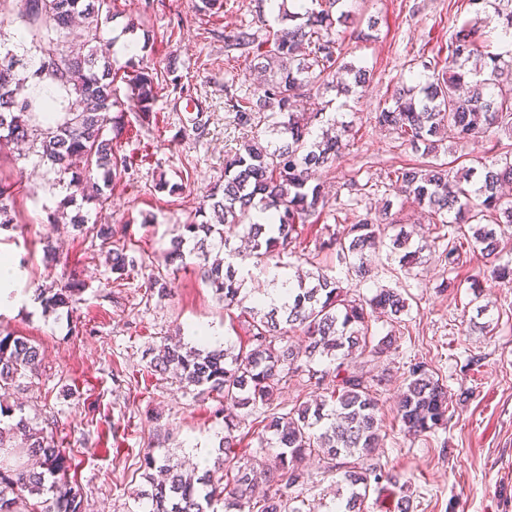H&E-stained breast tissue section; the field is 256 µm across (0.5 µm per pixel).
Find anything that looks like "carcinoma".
<instances>
[{
	"instance_id": "carcinoma-1",
	"label": "carcinoma",
	"mask_w": 512,
	"mask_h": 512,
	"mask_svg": "<svg viewBox=\"0 0 512 512\" xmlns=\"http://www.w3.org/2000/svg\"><path fill=\"white\" fill-rule=\"evenodd\" d=\"M18 17L30 38V72L16 69L17 55L0 48V148L30 143L39 162L50 167L69 194L50 222L69 219L85 230V218L67 216L65 209L81 198L99 204L109 199L112 182L125 168L112 153V132L124 128L122 112L129 108L149 117L158 99V85L144 71L128 77L125 98L115 85L123 69L106 36L114 19L112 0H20ZM257 0L258 22L265 35L241 26L224 34V52L238 53L250 71L270 72L271 79L248 94L227 97V111L250 132L224 160V184L206 195L199 212L212 217L182 225L171 240L166 262L183 266L201 255L204 281L224 308L236 307L247 324L243 346L231 341L212 348H186L166 342L151 348L149 368L172 373L182 387L215 394L224 415L221 472L199 476L182 471L169 455L143 454L141 466L152 490L140 497L150 501L148 512H315L297 496L311 478L308 463L318 462L336 474V498L343 512H363L373 485L386 479L374 462L385 423L378 398L382 374L364 371L362 358L380 360L397 347L392 332L372 330L384 314L397 324L409 311L407 298L396 289L379 288L369 297L353 296L329 269L306 256L315 271L297 275L286 300L277 305L258 299L247 306L242 294L241 262L255 267L287 268L297 226L319 215L327 204L320 176L333 168L349 146L350 125L334 115L307 112L300 102L330 91L356 96L369 86L372 71L346 61L336 27L350 20L343 0H311L303 12L282 7L268 24L264 3ZM494 10L502 35L512 36V0H469ZM84 27L82 54L70 50V28L76 19ZM485 20L481 14L465 21L451 35L448 54L456 70L438 62L423 65L418 84L403 86L392 104L376 113L379 126L401 144L424 156H434L439 142L450 138L459 157L468 155L478 138L496 128L512 130V41L501 53H483L477 39ZM270 133L267 145L259 132ZM462 172L448 163L414 164L389 172L390 187L412 198L439 223L448 225L444 262L454 270L461 257L478 252L490 264L489 276L512 283V265L498 264L500 237L512 228V155L493 151ZM12 184L0 179V227L18 223ZM390 203L355 224L332 231L317 252L336 255L339 264L360 279L371 277L386 230L395 225ZM267 216L261 224L253 214ZM243 234L248 252L231 245ZM428 243L413 244L408 232L391 239L390 251L408 271L421 263ZM112 270L124 275L139 265L125 245L112 247ZM85 289L72 276L58 286L35 288L45 312L69 307ZM299 343H294V339ZM44 351L28 338L0 330V390L20 386L38 373ZM307 377L320 389V399L297 401L284 412L274 403L291 377ZM448 390L422 364L409 370L400 394L396 419L413 435L430 433L448 421ZM257 430L259 448L268 462L262 469L240 452V423ZM20 435L19 445L12 443ZM72 456L55 442L53 431L35 429L24 415L0 427V512H83L87 493L70 477ZM158 471L157 481L151 471Z\"/></svg>"
}]
</instances>
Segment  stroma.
<instances>
[{
	"instance_id": "obj_1",
	"label": "stroma",
	"mask_w": 512,
	"mask_h": 512,
	"mask_svg": "<svg viewBox=\"0 0 512 512\" xmlns=\"http://www.w3.org/2000/svg\"><path fill=\"white\" fill-rule=\"evenodd\" d=\"M113 6L108 36L146 45L144 60L160 91L150 122L137 112L124 113L123 134L112 149L128 169L113 183L106 205L85 202L81 208L89 225H111L117 239L166 275L170 293L149 294L138 270L116 280L100 239L49 223L47 213L66 197V188L36 156L1 149L0 176L14 184L20 222L0 228V255L10 257L22 277L19 300L0 307V328L45 351V369L32 387L1 400L22 404L33 427L55 422L58 437L76 456V477L88 493L86 512H142L134 498L149 487L138 469L148 449L163 444L175 459L191 463L202 456L208 468L218 465L224 421L214 416L217 399L182 388L171 375L149 372L146 351L166 338L194 343L201 327L223 339H247L236 311L225 310L202 281L196 259L174 268L164 254L182 225L198 220L202 197L224 180V155L241 135L224 107L226 93L254 86L244 62L225 56L224 34L257 18L253 0H226L214 14L196 11L190 0H114ZM345 8L358 22L357 29L338 32L345 57L372 68L374 77L362 97L340 110L353 125L350 146L324 174L328 202L317 223L304 225L295 251L314 252L328 227L356 223L388 200L401 223L421 224L435 246L408 271L385 255L374 279L363 283L335 256L318 253L321 265L361 294L384 285L401 289L410 304L396 327V352L369 365L390 375L380 395L386 419L380 464L409 478L415 512H512V283L485 285L493 333L464 332L460 315L470 300L469 283L485 261L471 254L449 270L441 259L448 241L427 212L388 189V171L419 156L375 120L397 86L415 84L422 61L447 58L451 34L473 8L452 0H346ZM131 21L141 28L125 33ZM146 30L148 43L142 38ZM182 85L190 95L179 93ZM191 100L204 106V133L191 129L185 110ZM163 179L168 185L162 189ZM354 183L372 186V194H351ZM48 244L61 264L45 266ZM73 271L87 284L78 301L43 313L33 284H60ZM449 279L453 287L441 289ZM418 362L447 386L453 416L446 427L415 437L394 417L403 381Z\"/></svg>"
}]
</instances>
